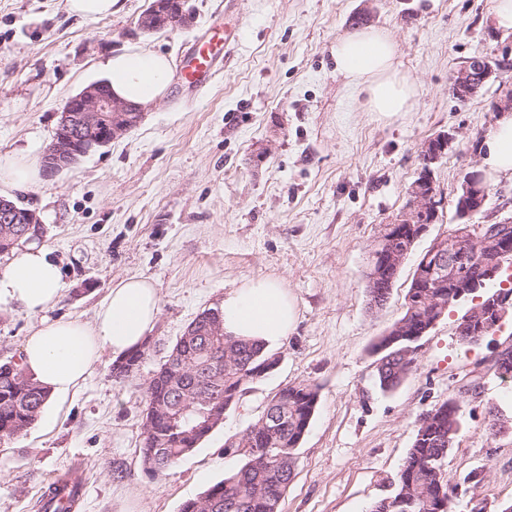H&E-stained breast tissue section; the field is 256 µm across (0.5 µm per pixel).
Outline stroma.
Listing matches in <instances>:
<instances>
[{
	"instance_id": "stroma-1",
	"label": "stroma",
	"mask_w": 512,
	"mask_h": 512,
	"mask_svg": "<svg viewBox=\"0 0 512 512\" xmlns=\"http://www.w3.org/2000/svg\"><path fill=\"white\" fill-rule=\"evenodd\" d=\"M189 0L193 26L147 34L151 0H119L112 18L68 14L65 0H0V155L41 158L66 100L104 80L106 59L143 46L180 61L210 26L226 21L237 46L199 94L170 85L141 123L28 190L0 196L33 210V238L61 268L62 290L45 316L0 308V359L17 358L41 318L93 323L121 279L152 280L160 295L155 347L136 377L113 378L104 352L86 380L48 406L52 425L0 440V512H35L56 478L78 470L76 512H179L235 471L225 441L261 416L280 389L319 388L281 512H370L390 495L416 418L448 399L464 422L442 467L454 512L512 504V430L489 431L491 411L512 418V382L491 368L512 342V317L491 340L464 344L456 304L422 338L413 372L385 392L371 346L402 314L418 258L456 222L464 175L481 150L501 90L491 80L459 100L451 77L470 57H512V34L495 31L490 0ZM385 29L418 94L393 120L366 111L337 76L330 54L354 17ZM455 141L434 164L437 223L418 241L387 304L369 310L367 271L383 225L405 208L423 167L421 147ZM279 279L297 304L294 328L271 352L278 366L250 384L224 422L165 475L140 458L145 384L167 349L203 310L222 307L244 280ZM484 476L472 485L471 473Z\"/></svg>"
}]
</instances>
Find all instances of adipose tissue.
<instances>
[{"label":"adipose tissue","instance_id":"1","mask_svg":"<svg viewBox=\"0 0 512 512\" xmlns=\"http://www.w3.org/2000/svg\"><path fill=\"white\" fill-rule=\"evenodd\" d=\"M332 55L337 72L363 93L367 111L388 118L410 111L417 85L401 72L399 46L386 30L367 27L343 35ZM104 70L116 97L146 107L166 95L173 77L171 60L143 47L109 57ZM482 171L491 177L512 176V114L500 116L489 129ZM61 290L59 266L34 244L0 270V307L39 314L56 303ZM222 311L226 335L267 344L287 336L297 318L295 300L271 278L248 280L229 291ZM158 312L159 298L150 281L122 279L93 324L59 318L35 326L22 348L21 366L51 397L66 396L85 380L103 351L120 355L140 344Z\"/></svg>","mask_w":512,"mask_h":512}]
</instances>
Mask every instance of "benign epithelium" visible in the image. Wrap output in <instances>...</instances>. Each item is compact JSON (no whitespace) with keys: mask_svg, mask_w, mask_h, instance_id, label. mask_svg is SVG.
<instances>
[{"mask_svg":"<svg viewBox=\"0 0 512 512\" xmlns=\"http://www.w3.org/2000/svg\"><path fill=\"white\" fill-rule=\"evenodd\" d=\"M187 0H171L167 21H157L164 3L154 0L139 17L138 26L145 32L155 33L170 27H188L194 16L186 8ZM506 61L501 59H478L475 64H465L452 75L456 94L464 100L479 94L493 78L505 71ZM144 108L116 98L106 91L105 83L93 82L72 96L65 104L53 141L42 157L43 169L55 174L96 147L105 146L136 128L143 119ZM454 140L451 134L439 135L424 143L421 150L424 166L418 178L408 189L405 211L393 224L384 225L371 253V264L367 272L369 279L376 277L377 269L397 270L405 262L415 243L429 232L436 223L440 201L433 176L432 165L445 154ZM489 198V187L482 175L473 170L467 173L458 193L459 229L451 236L438 235L430 242L428 253L419 265L413 287L420 288L425 282L435 279L436 267L455 254L466 255L479 262L482 276L478 279L459 276L448 283L449 301L461 302L486 282L494 279L506 264L512 261V251L506 249L512 241V216L496 223L478 227L470 220L485 213ZM40 223L35 212L23 210L13 201L0 197V224H26L33 229ZM400 240L399 248L392 242ZM512 308V295L499 290L486 294L485 302L472 309L469 316L458 326V334L479 338L490 327L501 325ZM445 307L437 305L420 329L410 333L411 341L417 342L442 319Z\"/></svg>","mask_w":512,"mask_h":512,"instance_id":"7a95c632","label":"benign epithelium"}]
</instances>
